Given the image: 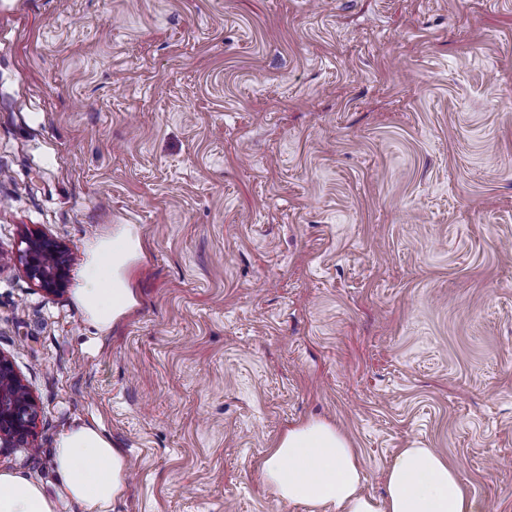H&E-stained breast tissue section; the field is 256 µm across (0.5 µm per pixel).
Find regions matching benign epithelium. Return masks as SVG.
I'll use <instances>...</instances> for the list:
<instances>
[{
  "instance_id": "7a95c632",
  "label": "benign epithelium",
  "mask_w": 512,
  "mask_h": 512,
  "mask_svg": "<svg viewBox=\"0 0 512 512\" xmlns=\"http://www.w3.org/2000/svg\"><path fill=\"white\" fill-rule=\"evenodd\" d=\"M18 257L27 277L47 292L62 290L67 282V248L59 241L33 233ZM37 417L36 402L21 383L13 361L0 353V453L11 448H28Z\"/></svg>"
}]
</instances>
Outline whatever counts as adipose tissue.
I'll return each instance as SVG.
<instances>
[{"instance_id":"adipose-tissue-1","label":"adipose tissue","mask_w":512,"mask_h":512,"mask_svg":"<svg viewBox=\"0 0 512 512\" xmlns=\"http://www.w3.org/2000/svg\"><path fill=\"white\" fill-rule=\"evenodd\" d=\"M139 241L128 230L97 239L75 290V301L101 333L135 302L126 277ZM55 490L15 472H0V512H57L59 501L83 512H112L127 486L119 451L98 428L78 424L60 434L53 450ZM263 479L284 501L323 512H482L453 467L433 448L402 449L385 476L386 494L362 491L363 471L349 438L332 423L311 419L290 429L269 452Z\"/></svg>"}]
</instances>
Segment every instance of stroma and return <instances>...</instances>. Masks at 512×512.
I'll list each match as a JSON object with an SVG mask.
<instances>
[{
	"label": "stroma",
	"mask_w": 512,
	"mask_h": 512,
	"mask_svg": "<svg viewBox=\"0 0 512 512\" xmlns=\"http://www.w3.org/2000/svg\"><path fill=\"white\" fill-rule=\"evenodd\" d=\"M127 226L101 336L74 289ZM0 352L38 406L0 471L99 422L112 512H309L262 466L312 418L365 494L419 445L512 512V0H0ZM18 257L27 277L47 292L62 290L67 282L69 262L67 248L43 234H27Z\"/></svg>",
	"instance_id": "obj_1"
}]
</instances>
